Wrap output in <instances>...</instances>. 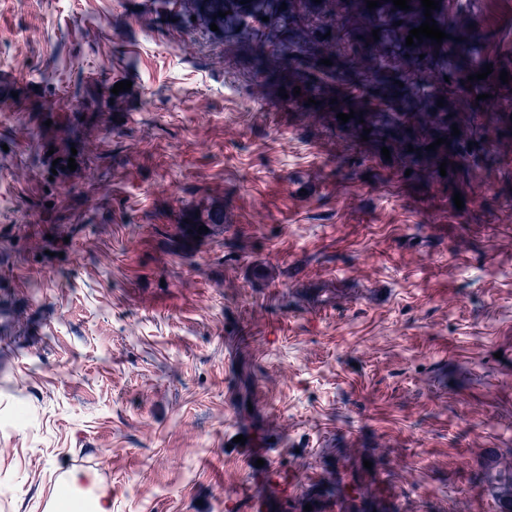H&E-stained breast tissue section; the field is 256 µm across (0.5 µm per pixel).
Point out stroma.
Masks as SVG:
<instances>
[{
    "mask_svg": "<svg viewBox=\"0 0 512 512\" xmlns=\"http://www.w3.org/2000/svg\"><path fill=\"white\" fill-rule=\"evenodd\" d=\"M481 9L419 51L389 0L245 40L186 0H0V512L73 468L112 512H250L260 459L302 474L265 512H498L512 82L477 74L512 0Z\"/></svg>",
    "mask_w": 512,
    "mask_h": 512,
    "instance_id": "1",
    "label": "stroma"
}]
</instances>
